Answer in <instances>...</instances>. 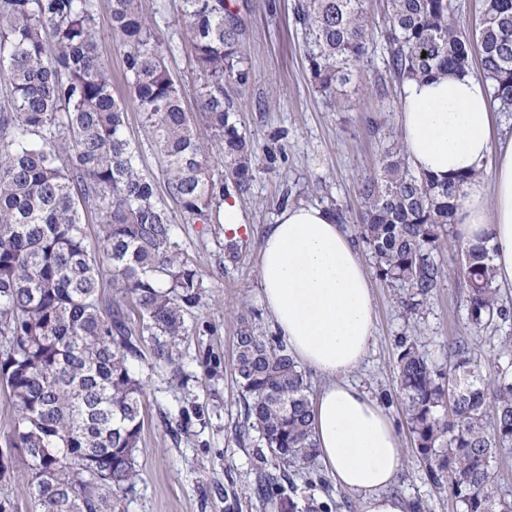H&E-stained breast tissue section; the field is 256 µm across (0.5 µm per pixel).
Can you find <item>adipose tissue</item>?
Masks as SVG:
<instances>
[{
  "instance_id": "ef3b65f1",
  "label": "adipose tissue",
  "mask_w": 512,
  "mask_h": 512,
  "mask_svg": "<svg viewBox=\"0 0 512 512\" xmlns=\"http://www.w3.org/2000/svg\"><path fill=\"white\" fill-rule=\"evenodd\" d=\"M488 88L473 72L408 81L400 137L412 168L436 179L493 163V191L465 189L459 238L494 249L497 282L512 286V137L492 145ZM259 298L290 355L322 384L311 400L316 455L338 487L361 498V512H408L389 488L402 467L396 429L379 401L350 375L375 334L376 311L359 248L325 207L284 206L266 225Z\"/></svg>"
}]
</instances>
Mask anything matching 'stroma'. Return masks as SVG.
I'll use <instances>...</instances> for the list:
<instances>
[{
	"instance_id": "obj_1",
	"label": "stroma",
	"mask_w": 512,
	"mask_h": 512,
	"mask_svg": "<svg viewBox=\"0 0 512 512\" xmlns=\"http://www.w3.org/2000/svg\"><path fill=\"white\" fill-rule=\"evenodd\" d=\"M96 26L104 51L112 94L128 112L126 132L140 149L141 168L164 189V162L147 141L141 115L123 82L125 48L113 33L106 0H97ZM296 0H248L242 9L243 42L250 79L228 84L241 131L253 140L259 156L248 195L238 197L242 226L236 251L216 224H191L173 200L165 205L175 239L203 274L199 306L191 311L189 334L182 345V374L135 364L146 391L140 443V477L127 489L123 512H360L357 494L335 486L319 460L307 468L285 471L277 462L259 460L257 434L245 417L233 371L236 334L241 317L272 335L271 320L259 300L258 260L265 225L274 223L283 204L295 201L326 206L349 205L348 230H355L361 180L378 166L380 145L368 117L398 127L400 97L379 96L375 78L381 61L361 67L347 88L343 107L318 93L310 78L306 39L295 22ZM181 0H143L147 22L165 47V62L182 92L183 107L194 117L196 135L215 172L224 160L197 101L199 75L187 38ZM376 330L369 354L353 381L364 386L393 419L403 448L402 469L391 485L421 512H456L447 489L438 488L411 445L402 404L395 391L396 360L401 340L417 344L430 363L447 370L450 350L472 347L489 368L507 363L501 352L512 338V321L474 330L468 320L466 288L450 277L442 282L419 314H408L402 289L372 279ZM286 489L287 506L262 505L255 489L264 478ZM237 490L239 500L229 497Z\"/></svg>"
}]
</instances>
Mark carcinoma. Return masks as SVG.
I'll return each mask as SVG.
<instances>
[{
	"mask_svg": "<svg viewBox=\"0 0 512 512\" xmlns=\"http://www.w3.org/2000/svg\"><path fill=\"white\" fill-rule=\"evenodd\" d=\"M183 21L202 81L199 107L224 154L225 179L211 174L194 120L164 61L142 0H109L112 30L128 47L129 97L147 140L164 158L165 189L193 224H209L224 198L244 196L256 152L236 125L224 85H244L245 29L231 0H182ZM317 91L338 97L381 47L398 85L448 71L481 72L500 112H512V0H475V26L457 21L455 0H385L382 22L369 0H298ZM0 390L12 410L11 448H31L47 476L27 482L39 512H119L139 472L146 407L133 366L149 348L151 367L180 369L187 316L202 279L174 241L168 209L139 167L127 115L112 96L93 0H0ZM376 172L360 184L359 240L375 276L407 290L409 313L447 277L434 251L453 235L472 179L440 182L414 173L400 137L382 124ZM98 216L88 241L83 215ZM457 274L468 319L480 329L505 322L491 249L460 247ZM113 300L102 299L104 267ZM396 389L414 446L458 512H512L496 492L491 461L512 447V368L487 376L455 346L448 373L416 344L399 343ZM233 369L246 422L270 454L299 468L314 457L306 375L282 342L241 317Z\"/></svg>",
	"mask_w": 512,
	"mask_h": 512,
	"instance_id": "obj_1",
	"label": "carcinoma"
}]
</instances>
